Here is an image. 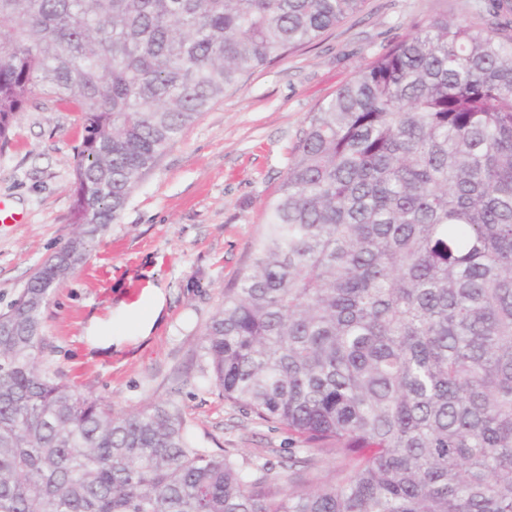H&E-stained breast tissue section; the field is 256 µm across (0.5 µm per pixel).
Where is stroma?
Listing matches in <instances>:
<instances>
[{"label":"stroma","mask_w":512,"mask_h":512,"mask_svg":"<svg viewBox=\"0 0 512 512\" xmlns=\"http://www.w3.org/2000/svg\"><path fill=\"white\" fill-rule=\"evenodd\" d=\"M487 0H365L316 41L244 74L171 144L54 289L43 313V360L115 412L177 407L193 443L236 449L254 464L279 461L301 441L224 401L203 354V331L249 262L265 205L284 177L309 113L424 16L487 21ZM84 130L72 106L27 107L0 150V199L23 212L0 223V312L70 237L74 149ZM163 308L141 335L128 306L148 289Z\"/></svg>","instance_id":"35a3bbf8"}]
</instances>
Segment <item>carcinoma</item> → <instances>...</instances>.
I'll return each instance as SVG.
<instances>
[{"label":"carcinoma","instance_id":"carcinoma-1","mask_svg":"<svg viewBox=\"0 0 512 512\" xmlns=\"http://www.w3.org/2000/svg\"><path fill=\"white\" fill-rule=\"evenodd\" d=\"M363 2L0 0V148L45 97L85 131L75 229L0 314V512H512L509 21L416 20L309 115L205 327L224 399L306 445L288 488L41 360L52 288L168 146Z\"/></svg>","mask_w":512,"mask_h":512}]
</instances>
